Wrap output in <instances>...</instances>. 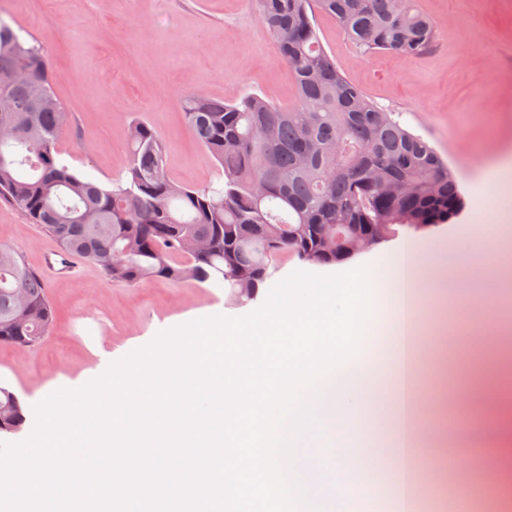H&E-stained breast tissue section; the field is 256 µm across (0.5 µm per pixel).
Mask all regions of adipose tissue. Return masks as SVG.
<instances>
[{"label":"adipose tissue","mask_w":512,"mask_h":512,"mask_svg":"<svg viewBox=\"0 0 512 512\" xmlns=\"http://www.w3.org/2000/svg\"><path fill=\"white\" fill-rule=\"evenodd\" d=\"M449 252L460 254L456 275L449 282L424 273L428 254L413 240L403 242L396 249L379 257L368 279L373 286L392 289L395 303L391 313L395 327L389 338L388 367L376 371L372 382L360 383L349 375L348 367H338L337 381L326 388L325 397L316 410L324 419L327 431L320 445L324 448H355L368 428H382L387 424L383 407L392 401L412 404L420 371L417 367L423 356L420 347L415 306L433 289L449 285L455 288L466 310L491 309L494 296L488 292H474L472 266L480 264L483 273L495 272L504 259L498 252H477L475 246L460 250L457 242H450ZM467 363L459 385L460 404L481 425L468 429L474 440L487 441L485 468L498 473L501 480H512V397L503 390L508 373L504 355L495 339H488L482 347H468ZM414 449L396 448L394 454L379 451L367 455L365 469L359 478L337 474L335 480L325 481L319 458H305L296 463L303 485L308 486V497L314 504L324 506L325 512H336L341 497L360 500L364 512H375L380 502L387 501L394 512H411V493L407 478L412 475ZM390 465L388 479L377 472L382 465Z\"/></svg>","instance_id":"1"}]
</instances>
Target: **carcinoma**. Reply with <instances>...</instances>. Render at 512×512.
<instances>
[{"label": "carcinoma", "instance_id": "1", "mask_svg": "<svg viewBox=\"0 0 512 512\" xmlns=\"http://www.w3.org/2000/svg\"><path fill=\"white\" fill-rule=\"evenodd\" d=\"M257 4L296 99L283 107L256 93L232 102L186 94L184 118L219 168L206 187L167 177L165 144L144 122L131 126L124 179L100 185L72 171L56 150L69 109L52 91L47 55L0 19V82L17 105L52 101L0 136V199L112 282L221 284L235 305L257 298L284 255L336 265L364 237L377 245L456 218L465 198L448 162L338 70L314 24L315 12L329 14L364 51L414 59L439 36L415 0ZM20 68L25 81L14 77ZM54 320L42 273L0 246V344L27 350ZM25 422L18 396L1 386L0 433Z\"/></svg>", "mask_w": 512, "mask_h": 512}]
</instances>
